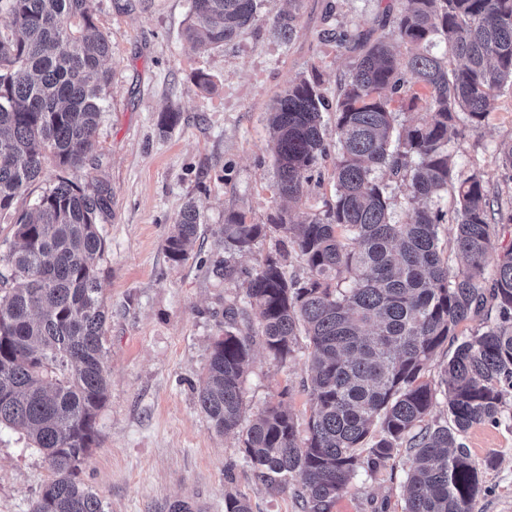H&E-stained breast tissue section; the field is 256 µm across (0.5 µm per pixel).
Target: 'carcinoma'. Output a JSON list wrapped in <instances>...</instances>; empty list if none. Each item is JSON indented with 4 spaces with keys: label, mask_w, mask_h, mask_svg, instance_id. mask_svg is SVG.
Listing matches in <instances>:
<instances>
[{
    "label": "carcinoma",
    "mask_w": 512,
    "mask_h": 512,
    "mask_svg": "<svg viewBox=\"0 0 512 512\" xmlns=\"http://www.w3.org/2000/svg\"><path fill=\"white\" fill-rule=\"evenodd\" d=\"M407 2L387 33L363 42L340 87L335 202L298 224L285 210L274 219L307 277L288 278L281 253L252 271L213 268L241 279L273 361H288L297 336L309 340L307 438L299 440L289 411L270 405L243 439L262 480L299 482L305 512H329L359 470L386 464L404 443L415 452L404 512H475L479 472L461 438L476 425H500L512 404V245L498 244L501 229L512 227V204L499 203L478 170L455 178L448 152L460 115L479 131L497 91L512 86V0ZM257 9L258 0H192L185 36L204 51L222 46ZM295 21L291 13L276 17L281 40L295 36ZM435 37L457 68L427 50ZM399 43L406 53L395 51ZM110 51L93 0H5L0 219L15 243L0 254V425L23 431L51 472L32 512H104L79 474L97 443L109 386L98 267L113 196L107 180L82 183L75 174L95 148ZM405 86L413 89L408 108L422 101L425 109L409 124L393 99ZM323 109L315 83L301 79L270 112L277 194L290 202L302 200L327 155ZM50 159L61 169L56 182L32 209L14 208ZM391 181L409 187L401 224L392 220ZM450 189L459 204L455 266L438 237ZM200 224L187 204L166 240L172 261L187 259ZM265 231L233 213L224 248L246 253ZM489 299L500 322L461 340L432 383L426 373L436 351ZM237 315L224 312V335L214 339L197 392L201 412L224 434L241 424L251 353ZM440 404L446 419L427 422Z\"/></svg>",
    "instance_id": "1"
}]
</instances>
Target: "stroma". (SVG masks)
Returning a JSON list of instances; mask_svg holds the SVG:
<instances>
[{
    "instance_id": "35a3bbf8",
    "label": "stroma",
    "mask_w": 512,
    "mask_h": 512,
    "mask_svg": "<svg viewBox=\"0 0 512 512\" xmlns=\"http://www.w3.org/2000/svg\"><path fill=\"white\" fill-rule=\"evenodd\" d=\"M96 24L112 52L107 110L85 174L112 186V220L104 225L101 297L109 310L108 400L98 419V443L79 479L104 512H224V497L245 498L251 512H304L302 489L276 491L257 479L241 439L221 435L201 412L196 389L211 344L224 332V308L244 305L239 281L216 278L214 262L251 268L288 239L269 223L284 203L276 191L267 114L289 84L315 80L335 101L355 49L334 35L388 31L407 0H259L257 21L224 46L203 51L184 36L191 0H93ZM296 16L297 34L282 41L277 14ZM209 74L212 89L198 84ZM177 123L162 128L164 112ZM512 138V88L502 90L486 125L458 124L448 150L456 171L480 170L491 191L512 200V171L494 149ZM324 139L329 156L307 187L295 220L335 200L330 173L338 151L334 123ZM194 202L202 224L188 258L169 259L165 241L179 212ZM265 224L252 251L226 250L219 235L227 215ZM243 382V424L267 405L283 403L306 433L311 415L309 358L297 346L287 364L252 347ZM479 468L476 512H512V421L473 427L464 439ZM413 462L399 448L376 470H360L331 512H403V490ZM50 473L27 438L0 426V512H31Z\"/></svg>"
}]
</instances>
